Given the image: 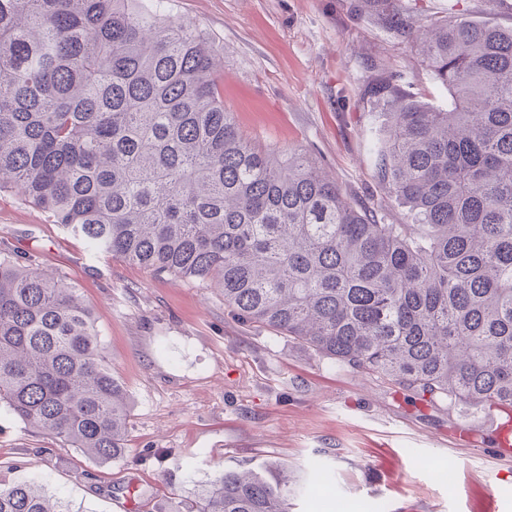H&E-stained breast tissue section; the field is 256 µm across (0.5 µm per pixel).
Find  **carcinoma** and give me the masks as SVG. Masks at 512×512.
I'll list each match as a JSON object with an SVG mask.
<instances>
[{
    "label": "carcinoma",
    "mask_w": 512,
    "mask_h": 512,
    "mask_svg": "<svg viewBox=\"0 0 512 512\" xmlns=\"http://www.w3.org/2000/svg\"><path fill=\"white\" fill-rule=\"evenodd\" d=\"M448 94L400 71L369 89L374 177L404 224L302 150L248 138L205 35L142 0H0V189L93 249L224 294L283 334L416 399L512 408V27L421 23L361 0ZM83 456L125 452L127 393L61 278L0 256V406ZM288 466L228 468L195 512H290ZM0 512H74L46 482Z\"/></svg>",
    "instance_id": "carcinoma-1"
}]
</instances>
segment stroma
Instances as JSON below:
<instances>
[{
    "label": "stroma",
    "mask_w": 512,
    "mask_h": 512,
    "mask_svg": "<svg viewBox=\"0 0 512 512\" xmlns=\"http://www.w3.org/2000/svg\"><path fill=\"white\" fill-rule=\"evenodd\" d=\"M415 18L453 13L512 26V0H400ZM224 62V105L260 143L299 148L349 193L388 202L367 150V85L411 76L422 100L448 96L358 0H163ZM0 252L63 276L93 313L129 395L126 450L99 464L0 407V482L43 478L77 512H189L225 468L287 464L291 512H512V459L499 413H463L334 364L288 336L242 322L223 294L91 249L13 188L0 191ZM469 441H459V429ZM449 466L453 479L433 473Z\"/></svg>",
    "instance_id": "obj_1"
}]
</instances>
